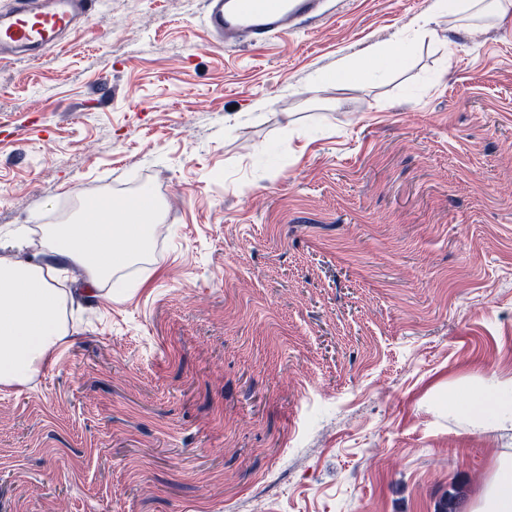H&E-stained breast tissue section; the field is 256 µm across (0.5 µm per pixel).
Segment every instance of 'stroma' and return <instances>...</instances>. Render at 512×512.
Listing matches in <instances>:
<instances>
[{
    "label": "stroma",
    "mask_w": 512,
    "mask_h": 512,
    "mask_svg": "<svg viewBox=\"0 0 512 512\" xmlns=\"http://www.w3.org/2000/svg\"><path fill=\"white\" fill-rule=\"evenodd\" d=\"M336 0L213 47L200 0H101L0 60V266L71 333L0 390V512H472L512 424V14ZM406 47L396 64L378 48ZM148 191L121 297L36 227ZM482 388L496 404L499 417L512 423V385L488 380Z\"/></svg>",
    "instance_id": "1"
}]
</instances>
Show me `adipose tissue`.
I'll use <instances>...</instances> for the list:
<instances>
[{
  "label": "adipose tissue",
  "instance_id": "ef3b65f1",
  "mask_svg": "<svg viewBox=\"0 0 512 512\" xmlns=\"http://www.w3.org/2000/svg\"><path fill=\"white\" fill-rule=\"evenodd\" d=\"M133 224H116L102 201L84 207L70 224L44 227L42 245L49 253L83 265L89 290L140 260L154 231L152 206L125 201ZM43 268L25 262L0 269V387L24 384L68 333L63 297L42 275ZM474 512H512V456L498 457L490 481Z\"/></svg>",
  "mask_w": 512,
  "mask_h": 512
}]
</instances>
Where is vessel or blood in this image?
Wrapping results in <instances>:
<instances>
[{"mask_svg":"<svg viewBox=\"0 0 512 512\" xmlns=\"http://www.w3.org/2000/svg\"><path fill=\"white\" fill-rule=\"evenodd\" d=\"M204 21L219 45L260 46L315 26L323 0H201ZM98 13V0H13L0 10V59L40 54Z\"/></svg>","mask_w":512,"mask_h":512,"instance_id":"obj_1","label":"vessel or blood"}]
</instances>
